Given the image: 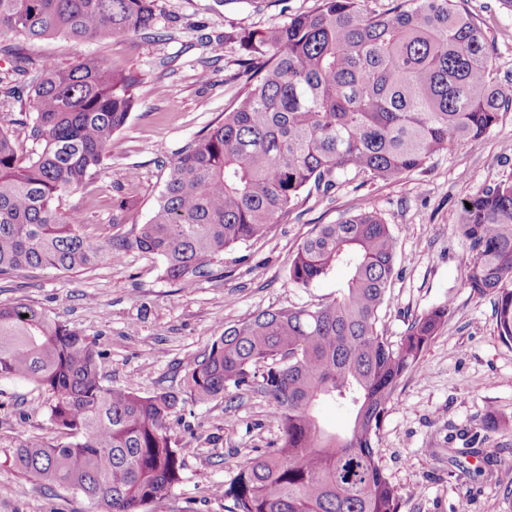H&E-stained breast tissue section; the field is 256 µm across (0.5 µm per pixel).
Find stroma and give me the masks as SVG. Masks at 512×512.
<instances>
[{
  "label": "stroma",
  "instance_id": "obj_1",
  "mask_svg": "<svg viewBox=\"0 0 512 512\" xmlns=\"http://www.w3.org/2000/svg\"><path fill=\"white\" fill-rule=\"evenodd\" d=\"M152 30L131 41L76 46L63 38L39 42L35 54L66 67L85 55L134 71L138 105L109 149L96 178L61 201L81 209L90 231L107 232L117 197L137 199L148 219L177 152L204 133L236 96L241 33L281 25L318 9L321 0H156ZM495 49L493 79L512 90V10L499 0H458ZM209 81H200L202 70ZM512 178V108L475 145L436 155L399 182L352 176L333 196L311 195L263 239L236 247L218 264V278L190 291L163 276L160 258L135 250L121 262L76 272L20 271L0 277V304L25 303L50 312L102 351L107 385L141 394L180 393L172 434L184 460L183 479L144 512H225L216 496L236 461L272 449L278 436L270 402L229 391L206 405L181 393L187 366L224 331L269 307L324 301L344 273L308 288L288 281L296 245L318 224L359 208L378 212L397 241L395 274L382 310L384 332L399 340L407 323L442 303L448 321L401 379L383 422L377 451L401 496L400 512H512V429L489 433L480 477L456 464L463 434L481 430L488 412L512 419V344L498 336L492 298L460 282L469 250L456 226L460 205L481 187ZM45 394L21 380H0V512H92L69 491H47L11 465L13 449L32 439L51 445L69 437L40 410Z\"/></svg>",
  "mask_w": 512,
  "mask_h": 512
}]
</instances>
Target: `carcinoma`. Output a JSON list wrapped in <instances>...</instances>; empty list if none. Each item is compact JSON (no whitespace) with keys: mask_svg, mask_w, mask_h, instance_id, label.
Returning <instances> with one entry per match:
<instances>
[{"mask_svg":"<svg viewBox=\"0 0 512 512\" xmlns=\"http://www.w3.org/2000/svg\"><path fill=\"white\" fill-rule=\"evenodd\" d=\"M155 2L0 0V38L23 41L0 76V276L115 263L136 249L161 258L164 277L189 290L217 277L226 250L266 236L303 194H329L348 174L399 182L458 143H478L512 106L490 77L493 47L456 0H402L383 12L367 0H321L315 13L240 37V91L171 161L150 218L132 220L135 201L119 197L112 233H88L83 213L61 214L56 201L96 177L140 80L97 56L58 67L25 45L126 40L153 25ZM19 129L32 142L25 156ZM457 230L470 252L460 287L492 296L498 335L511 344L512 181L466 199ZM396 256V237L374 211L317 225L293 251L288 280L308 288L343 270L336 295L256 311L189 364L182 383L195 402L232 387L268 398L279 423L275 448L235 463L215 491L229 512H400L376 447L400 380L451 303L413 317L399 340L385 336ZM102 358L46 310L0 304V378L34 383L51 424L72 437L13 449L15 469L97 512H140L182 479L171 434L179 398L104 385ZM324 401L348 409L340 427L318 421Z\"/></svg>","mask_w":512,"mask_h":512,"instance_id":"obj_1","label":"carcinoma"}]
</instances>
